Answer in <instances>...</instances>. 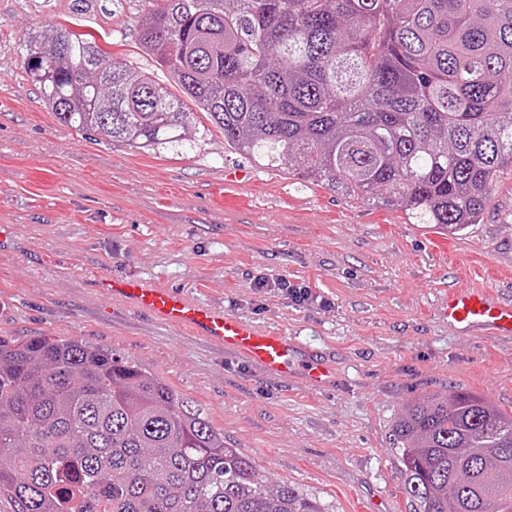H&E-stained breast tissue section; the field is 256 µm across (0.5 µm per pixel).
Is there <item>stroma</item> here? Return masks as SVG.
<instances>
[{"label": "stroma", "mask_w": 512, "mask_h": 512, "mask_svg": "<svg viewBox=\"0 0 512 512\" xmlns=\"http://www.w3.org/2000/svg\"><path fill=\"white\" fill-rule=\"evenodd\" d=\"M156 0H0V337L74 338L113 351L203 406L224 440L331 512H413L391 443L406 405L462 389L512 410V340L440 317L450 288L512 296V169L478 223L439 229L257 165L210 128L181 151L136 149L57 120L25 42L79 18L116 62ZM250 176L225 183L228 170ZM137 276L283 332L336 383L281 380L140 314L98 278ZM309 287L295 303L258 279Z\"/></svg>", "instance_id": "obj_1"}]
</instances>
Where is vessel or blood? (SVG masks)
Segmentation results:
<instances>
[{"label": "vessel or blood", "mask_w": 512, "mask_h": 512, "mask_svg": "<svg viewBox=\"0 0 512 512\" xmlns=\"http://www.w3.org/2000/svg\"><path fill=\"white\" fill-rule=\"evenodd\" d=\"M105 288L113 298L138 312L174 329H190L207 344L267 374L283 379L298 374L312 386H325L336 379L329 362L302 352L283 333L226 313L223 307L195 301L184 292L138 277L109 280ZM440 313L454 327L512 338V298H494L487 289H451L441 303Z\"/></svg>", "instance_id": "vessel-or-blood-1"}]
</instances>
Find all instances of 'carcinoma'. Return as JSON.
Instances as JSON below:
<instances>
[{
	"label": "carcinoma",
	"mask_w": 512,
	"mask_h": 512,
	"mask_svg": "<svg viewBox=\"0 0 512 512\" xmlns=\"http://www.w3.org/2000/svg\"><path fill=\"white\" fill-rule=\"evenodd\" d=\"M75 25L26 50L59 122L184 147L194 113ZM138 41L239 153L453 234L512 167V0H159ZM391 437L414 512H512V413L432 393ZM2 496L13 512H329L160 378L48 336L0 337Z\"/></svg>",
	"instance_id": "obj_1"
}]
</instances>
